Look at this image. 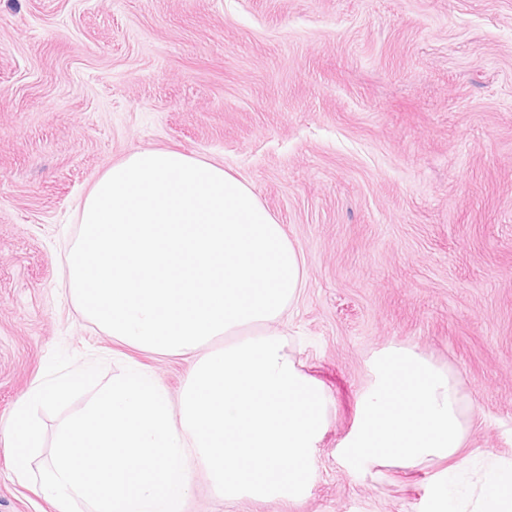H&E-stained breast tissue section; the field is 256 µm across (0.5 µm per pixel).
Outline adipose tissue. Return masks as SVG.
<instances>
[{
  "mask_svg": "<svg viewBox=\"0 0 512 512\" xmlns=\"http://www.w3.org/2000/svg\"><path fill=\"white\" fill-rule=\"evenodd\" d=\"M452 476L442 477L434 489L436 512H512V464L493 466L484 476L476 497L458 501Z\"/></svg>",
  "mask_w": 512,
  "mask_h": 512,
  "instance_id": "obj_1",
  "label": "adipose tissue"
}]
</instances>
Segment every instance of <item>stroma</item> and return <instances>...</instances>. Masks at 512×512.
I'll list each match as a JSON object with an SVG mask.
<instances>
[{"instance_id":"1","label":"stroma","mask_w":512,"mask_h":512,"mask_svg":"<svg viewBox=\"0 0 512 512\" xmlns=\"http://www.w3.org/2000/svg\"><path fill=\"white\" fill-rule=\"evenodd\" d=\"M146 149L224 166L283 225L305 285L275 328L328 396L302 498L202 481L188 512H433L450 463L512 461V0H0V512H55L4 451L55 348L186 381L68 291L79 201ZM391 346L455 380L464 445L355 473L337 448Z\"/></svg>"}]
</instances>
